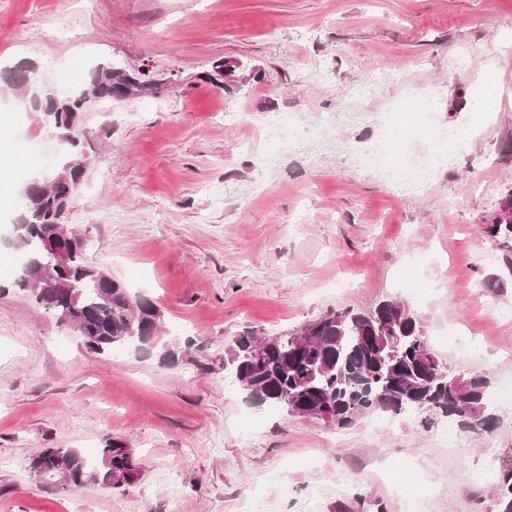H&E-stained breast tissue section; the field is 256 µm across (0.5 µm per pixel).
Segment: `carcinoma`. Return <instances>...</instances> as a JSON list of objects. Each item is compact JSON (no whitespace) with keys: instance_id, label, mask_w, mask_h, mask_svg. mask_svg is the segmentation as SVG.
<instances>
[{"instance_id":"cac0c4a2","label":"carcinoma","mask_w":512,"mask_h":512,"mask_svg":"<svg viewBox=\"0 0 512 512\" xmlns=\"http://www.w3.org/2000/svg\"><path fill=\"white\" fill-rule=\"evenodd\" d=\"M224 71V82L203 73L205 80L229 93L243 86L251 76L243 64L225 60L213 70ZM7 86L28 100L41 122L72 130L61 159L60 171L69 182L52 192L30 193L21 188L19 208L22 221L14 225L23 251L17 286L34 296L36 303L56 315L68 312L79 330L84 346L99 355L116 347L139 349L142 338L153 337L155 351L169 349L160 343L164 312L150 297L135 294L114 276L109 282H96L103 271L76 255L66 269L54 277L31 280L28 265H44V234L65 224L63 200L72 198L76 181L84 173L87 132L83 113L95 98L113 100V94L130 85L133 73L116 66L94 69L83 92L87 98L69 97L43 84L25 64L6 69ZM163 82L138 74L136 96H155ZM492 237L512 238V210L487 225ZM224 371L245 380L243 393L257 392L262 404L288 409L301 404L318 412L316 419L344 427L371 413L424 415V428L431 429L444 419L457 422L475 434L497 427L498 416L490 408L485 376L472 374L464 384H451L439 358L428 347L418 319L400 309L399 301L379 303L369 311L330 309L296 334L279 336L275 349L268 352L252 331L235 336L224 348ZM31 470L39 476L64 479L65 486L88 483L123 487L121 476L140 473V467L125 440L108 437L98 456L87 457L77 448H46L32 458Z\"/></svg>"}]
</instances>
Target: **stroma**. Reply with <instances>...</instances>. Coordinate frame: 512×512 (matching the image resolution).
<instances>
[{
  "instance_id": "stroma-1",
  "label": "stroma",
  "mask_w": 512,
  "mask_h": 512,
  "mask_svg": "<svg viewBox=\"0 0 512 512\" xmlns=\"http://www.w3.org/2000/svg\"><path fill=\"white\" fill-rule=\"evenodd\" d=\"M27 60L54 88H82L110 63L166 78L162 93L84 114L91 164L67 224L89 264L165 312L168 368L132 348L88 352L72 328L15 287V203L0 201V512H496V483L473 469L512 463V409L498 427L441 447L417 417L338 428L254 406L224 375L245 330L299 332L332 308L405 302L451 370L512 389V239L485 231L512 198V0H0V69ZM220 60L257 71L241 91L203 81ZM332 79L309 78L314 68ZM384 70L378 92L355 87ZM490 89L487 120L472 123ZM427 99L440 129L469 124L467 150L419 189L350 162L394 113L414 137ZM357 107L359 118L324 127ZM288 113L322 127L301 151L259 163L256 134ZM0 156L46 144L36 113L0 85ZM124 439L133 485L79 488L30 469L46 448L94 456Z\"/></svg>"
}]
</instances>
